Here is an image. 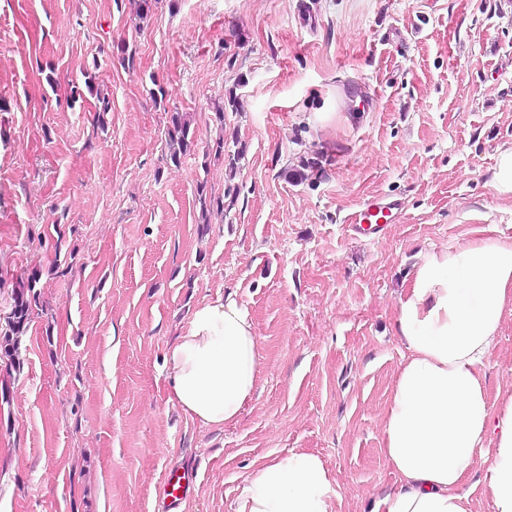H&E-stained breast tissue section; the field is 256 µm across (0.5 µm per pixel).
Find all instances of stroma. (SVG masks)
<instances>
[{
  "mask_svg": "<svg viewBox=\"0 0 512 512\" xmlns=\"http://www.w3.org/2000/svg\"><path fill=\"white\" fill-rule=\"evenodd\" d=\"M137 3L0 0V316L41 272L0 361V512H164L173 468L181 512H234L294 448L335 472L342 512H371L396 481L381 421L409 274L429 249L512 239L490 184L512 146V0H157L143 20ZM176 110L195 147L175 164ZM204 196L224 213L203 235ZM382 197L402 202L383 234L349 224ZM231 291L264 360L219 429L169 402L165 355ZM510 378L511 315L489 396ZM40 280V270L33 269L18 282L12 293L9 312L3 317L4 326L0 328V360L15 363L19 336L26 331L33 315V306H37L39 295L35 291ZM161 489L166 499H171L170 504L173 506L172 509H175L187 496L189 479L184 471L180 473L179 469L171 470L165 474Z\"/></svg>",
  "mask_w": 512,
  "mask_h": 512,
  "instance_id": "35a3bbf8",
  "label": "stroma"
}]
</instances>
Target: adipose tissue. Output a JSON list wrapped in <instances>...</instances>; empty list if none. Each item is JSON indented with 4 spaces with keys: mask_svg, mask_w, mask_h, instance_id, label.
<instances>
[{
    "mask_svg": "<svg viewBox=\"0 0 512 512\" xmlns=\"http://www.w3.org/2000/svg\"><path fill=\"white\" fill-rule=\"evenodd\" d=\"M512 310V241L496 236L422 254L394 329L408 351L382 417L396 486L374 512H474L468 477L485 467L493 512H512V383L489 399L485 368ZM263 357L235 293L199 306L166 363L171 398L205 426L235 423L253 398ZM493 443L490 456L477 448ZM336 475L297 449L260 463L234 512H341Z\"/></svg>",
    "mask_w": 512,
    "mask_h": 512,
    "instance_id": "adipose-tissue-1",
    "label": "adipose tissue"
}]
</instances>
